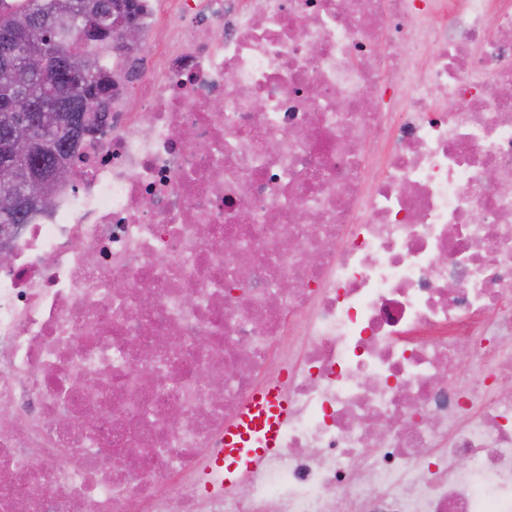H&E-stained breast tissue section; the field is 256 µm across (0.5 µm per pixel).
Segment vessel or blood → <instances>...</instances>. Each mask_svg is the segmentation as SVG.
I'll use <instances>...</instances> for the list:
<instances>
[{"label":"vessel or blood","instance_id":"b4317fda","mask_svg":"<svg viewBox=\"0 0 512 512\" xmlns=\"http://www.w3.org/2000/svg\"><path fill=\"white\" fill-rule=\"evenodd\" d=\"M290 408L279 384L259 389L238 418L224 428L222 446L202 463L198 485L204 495L224 493L282 452L280 433Z\"/></svg>","mask_w":512,"mask_h":512}]
</instances>
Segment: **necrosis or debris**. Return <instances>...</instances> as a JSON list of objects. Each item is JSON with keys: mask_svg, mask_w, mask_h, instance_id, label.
<instances>
[{"mask_svg": "<svg viewBox=\"0 0 512 512\" xmlns=\"http://www.w3.org/2000/svg\"><path fill=\"white\" fill-rule=\"evenodd\" d=\"M138 6L0 261V512H512V0ZM276 381L283 455L202 497Z\"/></svg>", "mask_w": 512, "mask_h": 512, "instance_id": "necrosis-or-debris-1", "label": "necrosis or debris"}]
</instances>
